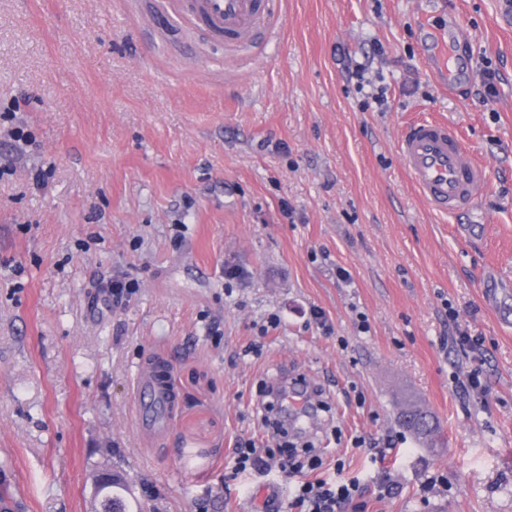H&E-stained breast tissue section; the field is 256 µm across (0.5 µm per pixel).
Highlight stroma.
Instances as JSON below:
<instances>
[{
    "instance_id": "1",
    "label": "stroma",
    "mask_w": 512,
    "mask_h": 512,
    "mask_svg": "<svg viewBox=\"0 0 512 512\" xmlns=\"http://www.w3.org/2000/svg\"><path fill=\"white\" fill-rule=\"evenodd\" d=\"M505 5L287 0L232 61L157 0H0V113L32 138L0 137V474L20 512H95L106 468L132 512H288L285 480L224 479L266 444L258 391L284 375L327 405L301 425L324 478L360 482L343 512H512ZM454 26L451 81L432 50ZM434 119L489 171L471 210L432 211L401 161L403 127ZM116 275L138 284L119 306ZM152 354L178 391L157 446L132 407ZM475 368L486 394L458 385ZM408 396L440 447L399 426Z\"/></svg>"
}]
</instances>
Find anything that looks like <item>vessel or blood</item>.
Returning <instances> with one entry per match:
<instances>
[{
    "instance_id": "vessel-or-blood-1",
    "label": "vessel or blood",
    "mask_w": 512,
    "mask_h": 512,
    "mask_svg": "<svg viewBox=\"0 0 512 512\" xmlns=\"http://www.w3.org/2000/svg\"><path fill=\"white\" fill-rule=\"evenodd\" d=\"M164 2L169 24L185 21L204 37L229 44L273 35L280 18L276 0ZM398 149L414 186L433 210L464 211L483 194L487 171L474 162L456 128L447 122L411 123L402 131ZM176 402L172 366L164 360H143L134 383V421L146 441H155L170 429Z\"/></svg>"
}]
</instances>
